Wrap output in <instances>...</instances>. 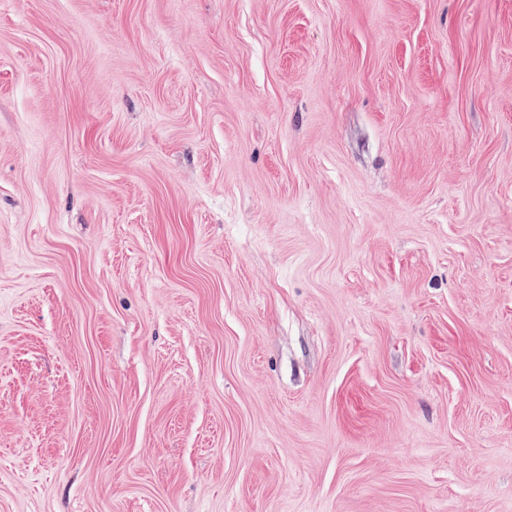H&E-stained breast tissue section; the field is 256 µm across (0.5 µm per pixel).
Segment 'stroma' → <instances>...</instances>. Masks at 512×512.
Masks as SVG:
<instances>
[{"mask_svg": "<svg viewBox=\"0 0 512 512\" xmlns=\"http://www.w3.org/2000/svg\"><path fill=\"white\" fill-rule=\"evenodd\" d=\"M0 512H512V0H0Z\"/></svg>", "mask_w": 512, "mask_h": 512, "instance_id": "obj_1", "label": "stroma"}]
</instances>
